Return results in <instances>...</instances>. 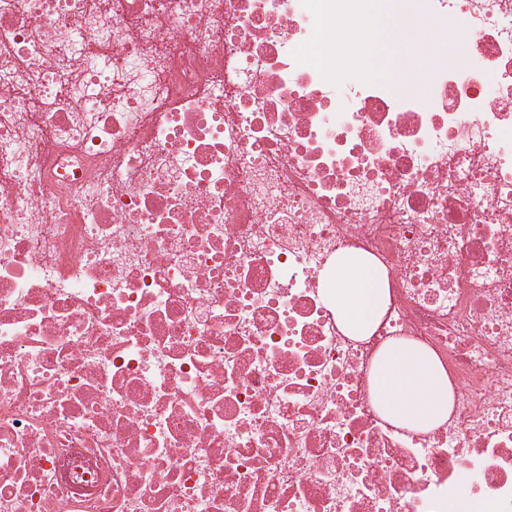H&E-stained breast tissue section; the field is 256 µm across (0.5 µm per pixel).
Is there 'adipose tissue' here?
<instances>
[{
  "label": "adipose tissue",
  "instance_id": "adipose-tissue-1",
  "mask_svg": "<svg viewBox=\"0 0 512 512\" xmlns=\"http://www.w3.org/2000/svg\"><path fill=\"white\" fill-rule=\"evenodd\" d=\"M336 318L358 340H368L389 302L383 275L359 253L336 259L331 291ZM370 378L382 417L397 428L426 432L447 420L454 393L448 372L426 347L393 343L372 362Z\"/></svg>",
  "mask_w": 512,
  "mask_h": 512
}]
</instances>
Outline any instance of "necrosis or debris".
<instances>
[{"mask_svg":"<svg viewBox=\"0 0 512 512\" xmlns=\"http://www.w3.org/2000/svg\"><path fill=\"white\" fill-rule=\"evenodd\" d=\"M353 2L0 0V512H512V0H396L390 83ZM397 41L384 39L376 41L369 54V67L380 78L386 79L399 69L400 55L394 51ZM336 318L358 340H368L389 302L388 288L377 267L360 253L336 257V288L331 289ZM370 378L379 412L395 427L426 432L448 419L454 400L448 371L428 348L390 344L375 356Z\"/></svg>","mask_w":512,"mask_h":512,"instance_id":"necrosis-or-debris-1","label":"necrosis or debris"}]
</instances>
